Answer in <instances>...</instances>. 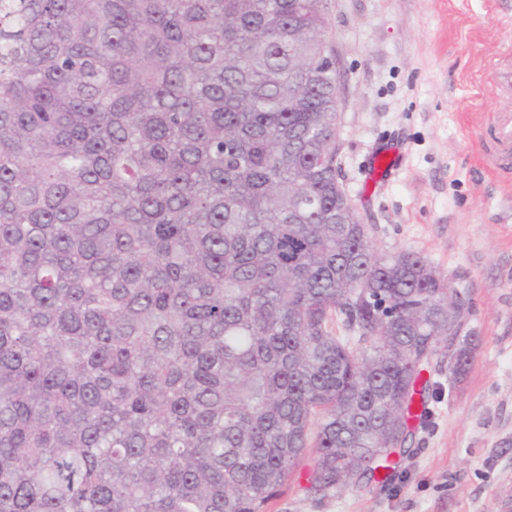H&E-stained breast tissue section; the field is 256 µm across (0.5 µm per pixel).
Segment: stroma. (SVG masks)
I'll return each mask as SVG.
<instances>
[{
	"mask_svg": "<svg viewBox=\"0 0 512 512\" xmlns=\"http://www.w3.org/2000/svg\"><path fill=\"white\" fill-rule=\"evenodd\" d=\"M334 57L340 181L378 251L422 253L472 313L475 348L442 385L391 484L320 500L307 450L267 512H512V177L490 170L497 119L512 98L490 87V62L512 64V0H324ZM399 152L367 183L372 157Z\"/></svg>",
	"mask_w": 512,
	"mask_h": 512,
	"instance_id": "35a3bbf8",
	"label": "stroma"
}]
</instances>
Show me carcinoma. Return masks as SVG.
Segmentation results:
<instances>
[{
	"label": "carcinoma",
	"instance_id": "1",
	"mask_svg": "<svg viewBox=\"0 0 512 512\" xmlns=\"http://www.w3.org/2000/svg\"><path fill=\"white\" fill-rule=\"evenodd\" d=\"M323 23L0 0V512H265L314 423L321 499L408 452L457 292L345 210Z\"/></svg>",
	"mask_w": 512,
	"mask_h": 512
}]
</instances>
